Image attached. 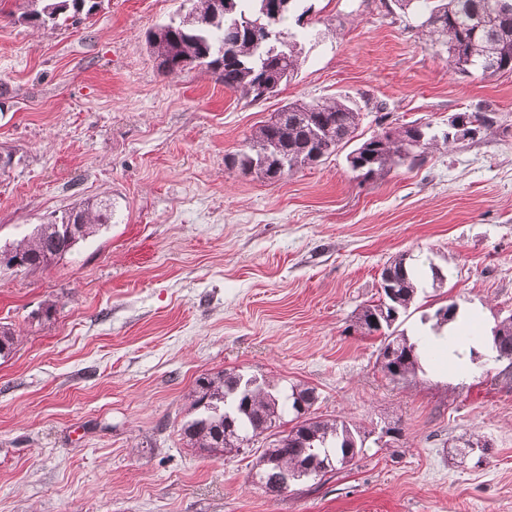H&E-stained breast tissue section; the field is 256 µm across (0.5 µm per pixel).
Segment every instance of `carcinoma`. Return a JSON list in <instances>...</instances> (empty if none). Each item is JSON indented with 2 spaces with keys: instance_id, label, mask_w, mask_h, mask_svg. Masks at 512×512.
Wrapping results in <instances>:
<instances>
[{
  "instance_id": "cac0c4a2",
  "label": "carcinoma",
  "mask_w": 512,
  "mask_h": 512,
  "mask_svg": "<svg viewBox=\"0 0 512 512\" xmlns=\"http://www.w3.org/2000/svg\"><path fill=\"white\" fill-rule=\"evenodd\" d=\"M70 0H32L29 21L39 26H60L68 21L64 5ZM196 14L207 20L203 26L187 25L171 19L157 26L146 37L156 66H164V74L185 70L191 59L197 65L217 74L224 88L251 101L260 100L259 90L266 81L276 85L288 83L302 63V47L297 35L288 32L286 22L298 0H285V6L274 22L266 20L265 0H228L224 13L214 12V0H192ZM405 14H413L418 29L448 52V73L461 77L474 73L486 78L497 73H512V0H396ZM268 25L271 37L256 41L252 27L256 22ZM282 111L288 120H267L246 138L244 148L234 154L230 164L258 180H279L274 164L288 162L284 173L311 168L335 154L353 139H358L352 153L356 162L352 171L362 170L367 179L380 178L395 165L406 160L415 163L438 145L451 146L458 140L448 132L431 133V125L422 123L414 132L415 141L407 138L406 126L374 132L359 138L362 108L349 98L322 101L295 100ZM79 240L99 232L112 223V205L83 203ZM40 224L28 236L7 245L15 256L27 261L26 268L46 267L73 250L63 224ZM421 277L409 258L402 254L389 260L380 277L377 300L363 305L354 321V328L363 334L384 336L381 349L395 345L399 351L396 368L387 364L383 371L391 378L406 379L416 375L420 353L415 344L392 332L398 316L406 313L417 292ZM393 290L388 295L387 290ZM392 306L397 317L378 329L376 319L382 307ZM234 373L220 372L201 376L196 381L194 406L196 416L183 423L181 432L188 446L208 452H240L224 446V416L233 418L236 429L255 442L267 433L291 422L288 396L269 389L262 380L243 389L250 401V410L243 411L238 394L233 392ZM292 445L287 448H266L256 459L257 474L269 476L311 470L312 477H323L337 467H347L363 451L352 444L361 439L360 430L344 421L309 417L291 427Z\"/></svg>"
}]
</instances>
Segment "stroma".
Segmentation results:
<instances>
[{"label": "stroma", "instance_id": "stroma-1", "mask_svg": "<svg viewBox=\"0 0 512 512\" xmlns=\"http://www.w3.org/2000/svg\"><path fill=\"white\" fill-rule=\"evenodd\" d=\"M178 0H106L75 25L0 14V245L81 202L114 217L46 268L0 269V512H512V381L421 357L394 380L380 335L353 327L396 255L436 265L397 322L406 337L455 302L490 333L512 315V74L461 78L414 16L383 0H301L303 63L253 102L199 69L158 71L146 35ZM351 97L376 116L492 129L384 177L338 152L269 183L225 167L294 100ZM54 306L51 319L40 316ZM306 383L318 415L365 435L354 465L288 493L254 486L262 443L200 451L180 435L198 377ZM491 448L460 459V440Z\"/></svg>", "mask_w": 512, "mask_h": 512}]
</instances>
